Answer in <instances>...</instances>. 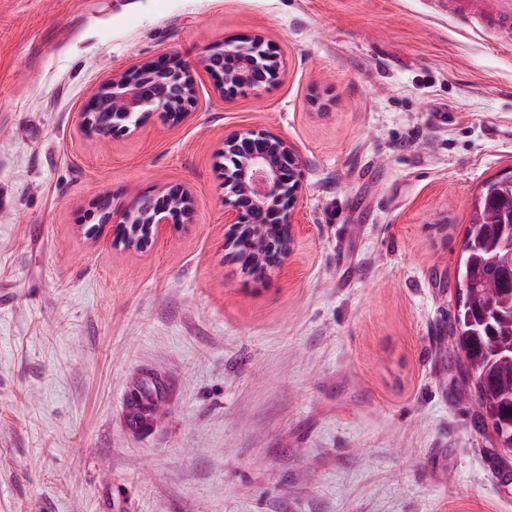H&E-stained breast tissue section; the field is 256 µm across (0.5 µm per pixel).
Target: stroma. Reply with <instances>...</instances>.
Masks as SVG:
<instances>
[{"label": "stroma", "mask_w": 512, "mask_h": 512, "mask_svg": "<svg viewBox=\"0 0 512 512\" xmlns=\"http://www.w3.org/2000/svg\"><path fill=\"white\" fill-rule=\"evenodd\" d=\"M259 34L275 85L106 141V77ZM434 0H0V512H512L450 335L480 185L512 173V46ZM296 147L282 269L224 257V137ZM182 185L131 255L91 203ZM169 382L130 430L128 387ZM170 192L176 196L182 207L177 208L170 204ZM157 195H162L160 202L155 211L146 217L145 223L148 226L144 231L138 224H131L135 214V207L129 209L131 205L124 209H113L108 213L100 211V217L103 216L100 222L103 224H92L84 234L90 239H96L106 232L107 240L114 251L147 252L166 226L188 224L193 217L192 195L185 187L171 186ZM172 212L177 215L176 219L172 216Z\"/></svg>", "instance_id": "stroma-1"}]
</instances>
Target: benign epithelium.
I'll return each instance as SVG.
<instances>
[{"label":"benign epithelium","instance_id":"benign-epithelium-1","mask_svg":"<svg viewBox=\"0 0 512 512\" xmlns=\"http://www.w3.org/2000/svg\"><path fill=\"white\" fill-rule=\"evenodd\" d=\"M157 59L182 79L180 99L173 100L164 94L151 98L146 95L140 75L154 70L155 63L150 59L128 72L112 76L96 89L85 112L81 113L82 128L103 138L109 134L130 133V126L114 127L107 134L95 124L97 111L106 108L114 97L121 101V115H134L139 124L158 112L167 113L170 120L184 119L194 103V63L175 54H161ZM197 64L215 78L218 89L226 98L258 91L269 81L266 77L249 87L240 86L241 80L256 68L258 60L243 52L241 45L235 42L209 48ZM240 146L243 147V157L227 175L231 193L224 199L225 255L235 258L239 244L250 238L261 245L258 261L262 271L281 268L292 254L291 215L302 193L299 154L288 139L253 128L238 129L225 136L224 151ZM134 214L133 208L105 212L100 223L88 227L84 234L90 239L106 234L115 251L146 252L166 226L191 222V192L181 186L162 190L157 208L146 217L145 229L132 223Z\"/></svg>","mask_w":512,"mask_h":512}]
</instances>
